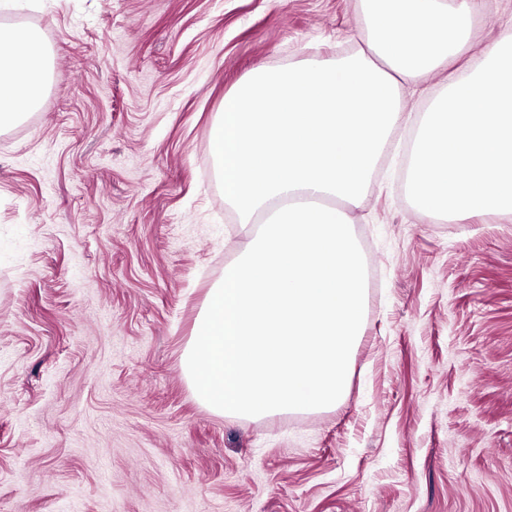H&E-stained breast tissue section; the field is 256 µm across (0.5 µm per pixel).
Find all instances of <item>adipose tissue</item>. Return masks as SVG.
<instances>
[{"label":"adipose tissue","mask_w":512,"mask_h":512,"mask_svg":"<svg viewBox=\"0 0 512 512\" xmlns=\"http://www.w3.org/2000/svg\"><path fill=\"white\" fill-rule=\"evenodd\" d=\"M15 52L0 58V129L10 126L27 110L38 108L49 75V59L38 35L30 29H2Z\"/></svg>","instance_id":"1"}]
</instances>
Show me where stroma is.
Masks as SVG:
<instances>
[{"mask_svg": "<svg viewBox=\"0 0 512 512\" xmlns=\"http://www.w3.org/2000/svg\"><path fill=\"white\" fill-rule=\"evenodd\" d=\"M1 26L50 73L0 130V512H512V211L446 218L405 185L512 0H473L462 54L402 81L345 206L366 302L341 400L263 418L213 414L183 368L249 242L212 132L254 70L365 49V0H11Z\"/></svg>", "mask_w": 512, "mask_h": 512, "instance_id": "obj_1", "label": "stroma"}]
</instances>
